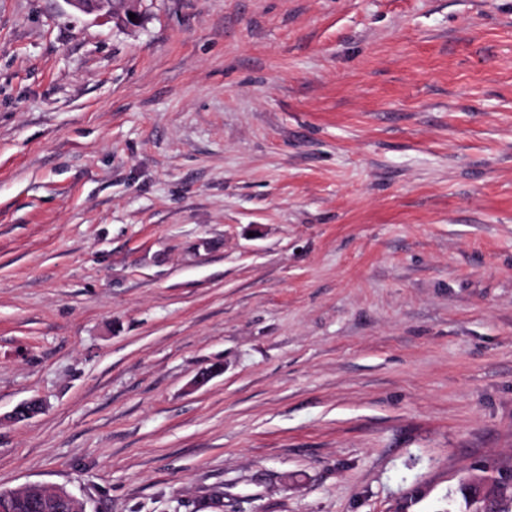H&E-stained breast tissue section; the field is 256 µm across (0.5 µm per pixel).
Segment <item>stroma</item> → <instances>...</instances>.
Here are the masks:
<instances>
[{
  "mask_svg": "<svg viewBox=\"0 0 512 512\" xmlns=\"http://www.w3.org/2000/svg\"><path fill=\"white\" fill-rule=\"evenodd\" d=\"M142 12L0 0V488L89 512L511 488L512 0ZM123 2V11H124V19L127 26H135L141 16V4L142 0H121ZM121 1L120 0H112V18L113 22L116 26H122V18L120 15L121 11ZM129 13H133L136 15L134 20H130ZM47 511L45 512H86L77 496L64 488L46 486ZM65 510V511H62Z\"/></svg>",
  "mask_w": 512,
  "mask_h": 512,
  "instance_id": "stroma-1",
  "label": "stroma"
}]
</instances>
